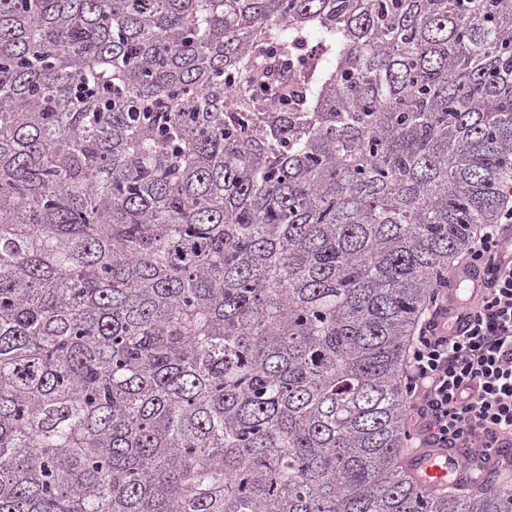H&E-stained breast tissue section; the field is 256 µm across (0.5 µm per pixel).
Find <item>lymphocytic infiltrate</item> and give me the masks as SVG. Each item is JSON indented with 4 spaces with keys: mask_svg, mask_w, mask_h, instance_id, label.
<instances>
[{
    "mask_svg": "<svg viewBox=\"0 0 512 512\" xmlns=\"http://www.w3.org/2000/svg\"><path fill=\"white\" fill-rule=\"evenodd\" d=\"M468 265L496 268L466 306L471 328L448 333V283L437 280L407 348L409 429L423 448L461 445L472 464L494 439L512 435V239L484 225Z\"/></svg>",
    "mask_w": 512,
    "mask_h": 512,
    "instance_id": "lymphocytic-infiltrate-1",
    "label": "lymphocytic infiltrate"
}]
</instances>
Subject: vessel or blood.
<instances>
[{
    "label": "vessel or blood",
    "instance_id": "obj_1",
    "mask_svg": "<svg viewBox=\"0 0 512 512\" xmlns=\"http://www.w3.org/2000/svg\"><path fill=\"white\" fill-rule=\"evenodd\" d=\"M482 267L455 265L448 274V303L455 309L453 329L463 333L469 326L465 307L458 299L462 286L478 280ZM464 453L455 448L445 451L438 448H418L408 456L406 463L418 484L434 488L448 484L474 485L478 480H490L494 484L512 483V439L502 438L496 443L490 458L483 463L481 474H474L470 465L463 461Z\"/></svg>",
    "mask_w": 512,
    "mask_h": 512
}]
</instances>
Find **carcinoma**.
<instances>
[{"mask_svg": "<svg viewBox=\"0 0 512 512\" xmlns=\"http://www.w3.org/2000/svg\"><path fill=\"white\" fill-rule=\"evenodd\" d=\"M512 183V0H0V512H512L401 372Z\"/></svg>", "mask_w": 512, "mask_h": 512, "instance_id": "cac0c4a2", "label": "carcinoma"}]
</instances>
